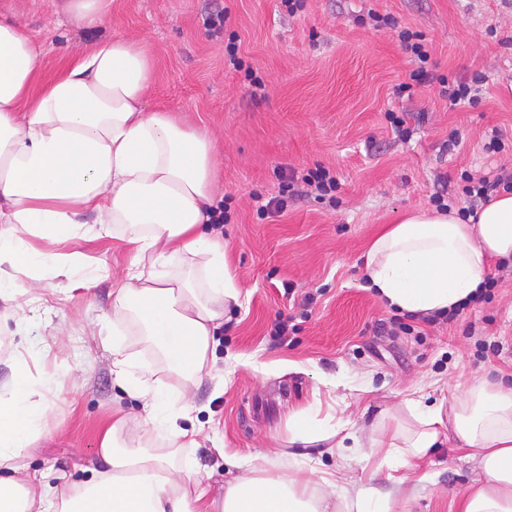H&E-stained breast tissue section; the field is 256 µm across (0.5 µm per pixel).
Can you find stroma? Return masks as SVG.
<instances>
[{
    "label": "stroma",
    "instance_id": "1",
    "mask_svg": "<svg viewBox=\"0 0 512 512\" xmlns=\"http://www.w3.org/2000/svg\"><path fill=\"white\" fill-rule=\"evenodd\" d=\"M216 10L227 15L217 29L208 24ZM2 13L41 44L44 82L100 40L144 42L154 58L147 108L175 112L215 142L241 304L225 315L215 364L178 421L198 445L178 449L175 464L210 471L216 492L225 457L241 458L244 475L285 479L307 456L312 483L331 476L340 490L355 481L406 498L407 512H459L479 470L454 434L410 465L371 440L388 416L406 418V400L447 407L479 380L512 384V263L491 267L495 287L457 319L430 323L381 303L364 257L385 225L432 208L434 195L463 208L462 173L512 170V0H300L292 12L281 0H112L106 24L88 29L57 16L54 0H0ZM404 30L420 35L432 82L413 83ZM475 78L478 102L442 97L444 82ZM393 112L410 139L395 134ZM454 129L460 145L450 152ZM494 129L505 144L496 153L484 148ZM320 166L336 178L331 198L282 193L283 176ZM278 195L281 212L259 211L256 198ZM63 249L90 259L75 276L105 266L111 277L71 298L69 277L36 268L46 287L38 312L0 302V380L25 359L51 402L48 435L20 473L53 485L86 480L116 410L143 411L115 380L107 322L132 246L118 230ZM299 411L316 426H349L361 447L290 446L288 417Z\"/></svg>",
    "mask_w": 512,
    "mask_h": 512
}]
</instances>
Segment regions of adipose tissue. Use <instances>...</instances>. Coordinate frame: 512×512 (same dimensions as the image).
<instances>
[{
    "instance_id": "obj_1",
    "label": "adipose tissue",
    "mask_w": 512,
    "mask_h": 512,
    "mask_svg": "<svg viewBox=\"0 0 512 512\" xmlns=\"http://www.w3.org/2000/svg\"><path fill=\"white\" fill-rule=\"evenodd\" d=\"M40 71L41 52L27 29L0 19V267L10 269L0 278V301L32 302L40 287L33 266L71 274L68 255L53 244L99 239L122 225L134 250L112 289V319L133 320L177 381L172 394L152 371L133 375L122 340L113 337L112 372L143 400L145 414H114L89 479L58 492V512H397L399 501L374 499L355 483L335 502L299 474L238 477L215 500L207 476H177L165 457L130 447L148 424L178 447L195 446L171 399L188 398L226 311L240 303L214 227L215 148L187 121L147 110L154 62L139 42L101 41L42 88ZM495 257L512 259V192L494 195L473 216L453 207L406 213L373 240L364 273L388 306L432 315L475 296ZM175 267L187 276H173ZM48 407L35 400L25 367L0 381V512H45L44 484L21 478L17 461L45 436ZM406 408L410 422L380 425L373 447L416 460L451 423L481 470L462 512H512V386H474L467 403L446 411Z\"/></svg>"
}]
</instances>
